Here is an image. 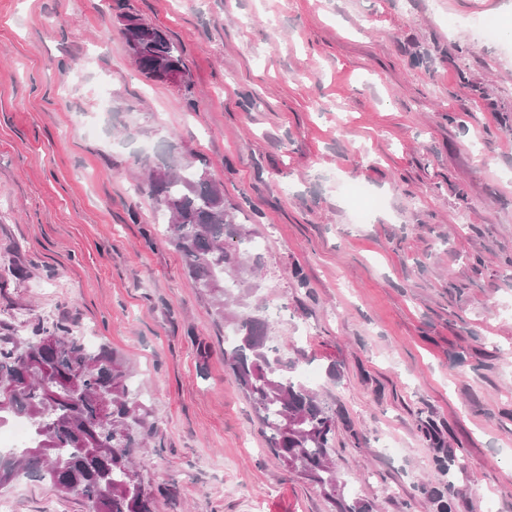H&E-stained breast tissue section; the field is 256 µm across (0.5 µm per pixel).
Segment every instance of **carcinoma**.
Listing matches in <instances>:
<instances>
[{"mask_svg": "<svg viewBox=\"0 0 512 512\" xmlns=\"http://www.w3.org/2000/svg\"><path fill=\"white\" fill-rule=\"evenodd\" d=\"M146 187L167 216L166 232L218 320L235 328L224 360L270 430L271 451L336 499L327 456L333 418L316 393L293 381L273 356V325L237 308L249 297L240 273L250 265L246 232L206 168H171ZM133 368L105 346L91 350L63 327L36 338L0 336V425L22 416L34 447L0 460V486L25 472L60 493L77 492L88 512H154L134 459L157 433L151 410L131 389Z\"/></svg>", "mask_w": 512, "mask_h": 512, "instance_id": "cac0c4a2", "label": "carcinoma"}]
</instances>
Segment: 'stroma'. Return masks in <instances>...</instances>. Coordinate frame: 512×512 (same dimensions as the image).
Here are the masks:
<instances>
[{"label":"stroma","instance_id":"stroma-1","mask_svg":"<svg viewBox=\"0 0 512 512\" xmlns=\"http://www.w3.org/2000/svg\"><path fill=\"white\" fill-rule=\"evenodd\" d=\"M125 14L183 82L141 72ZM172 158L261 245L248 311L278 306L335 419L342 500L512 512V0H0V330L88 328L130 359L155 512H338L269 450L165 237L142 174ZM0 493L87 512L24 473Z\"/></svg>","mask_w":512,"mask_h":512}]
</instances>
